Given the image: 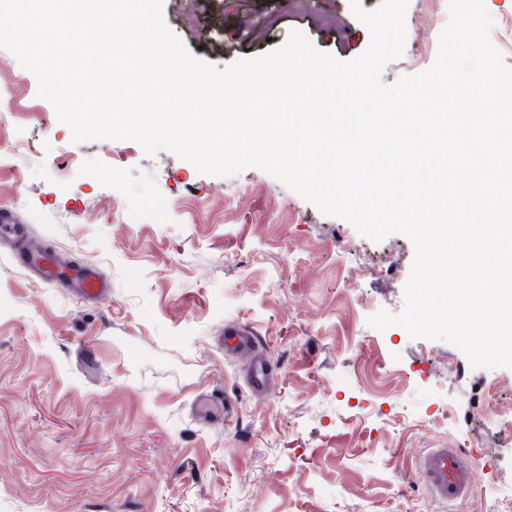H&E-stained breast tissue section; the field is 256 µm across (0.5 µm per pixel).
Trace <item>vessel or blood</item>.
<instances>
[{
  "label": "vessel or blood",
  "instance_id": "obj_1",
  "mask_svg": "<svg viewBox=\"0 0 512 512\" xmlns=\"http://www.w3.org/2000/svg\"><path fill=\"white\" fill-rule=\"evenodd\" d=\"M12 258L19 266L37 271L44 280L67 285L81 297L100 299L107 293L106 285L94 268L63 266L54 254L26 248L16 250ZM224 334L232 351L247 352L252 356L251 392L262 397L271 396L272 363L264 353L260 338L243 325L227 327ZM419 469L431 501L444 506L467 498L478 477L472 459L460 448L427 449Z\"/></svg>",
  "mask_w": 512,
  "mask_h": 512
}]
</instances>
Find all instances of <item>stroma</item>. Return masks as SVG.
Instances as JSON below:
<instances>
[{
	"mask_svg": "<svg viewBox=\"0 0 512 512\" xmlns=\"http://www.w3.org/2000/svg\"><path fill=\"white\" fill-rule=\"evenodd\" d=\"M211 44L186 39L187 0L163 19L217 67L298 30L340 61L369 46L350 0H215ZM448 0H409L403 53L384 83L428 69ZM23 234L110 285L97 304L15 265L0 240V512H496L512 445L482 402L512 368L472 366L455 345L385 330L401 313L409 238L374 241L258 168L200 173L133 140L73 142L37 80L0 48V209ZM361 245L366 269L337 253ZM262 336L274 392L258 400L226 326ZM202 394L224 420L200 421ZM461 448L479 480L431 504L423 448Z\"/></svg>",
	"mask_w": 512,
	"mask_h": 512,
	"instance_id": "1",
	"label": "stroma"
}]
</instances>
